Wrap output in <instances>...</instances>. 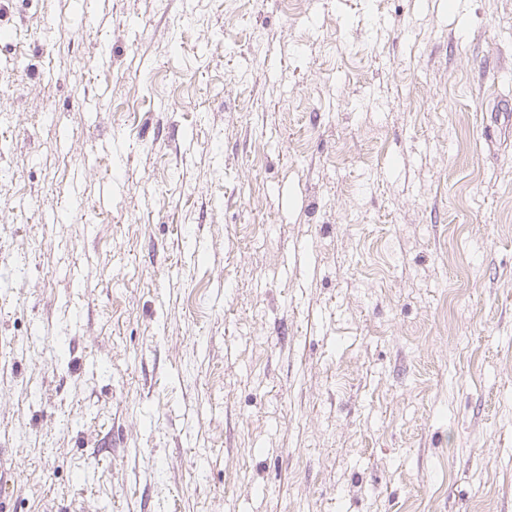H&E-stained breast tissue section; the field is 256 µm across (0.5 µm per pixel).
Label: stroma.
<instances>
[{
	"label": "stroma",
	"mask_w": 512,
	"mask_h": 512,
	"mask_svg": "<svg viewBox=\"0 0 512 512\" xmlns=\"http://www.w3.org/2000/svg\"><path fill=\"white\" fill-rule=\"evenodd\" d=\"M512 0H0V512H512Z\"/></svg>",
	"instance_id": "35a3bbf8"
}]
</instances>
